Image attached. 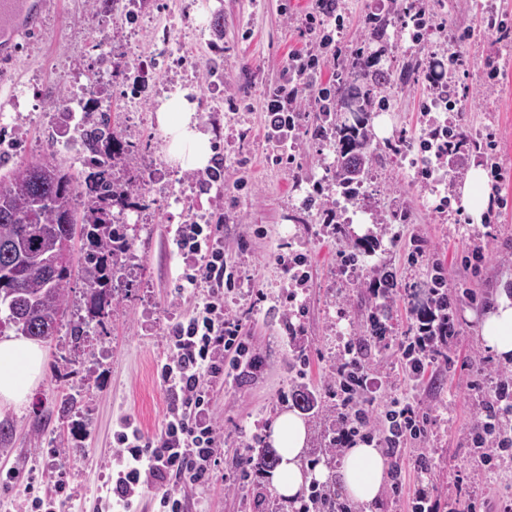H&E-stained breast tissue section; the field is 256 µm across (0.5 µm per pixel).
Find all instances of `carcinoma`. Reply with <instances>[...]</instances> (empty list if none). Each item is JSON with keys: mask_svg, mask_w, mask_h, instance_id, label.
I'll return each mask as SVG.
<instances>
[{"mask_svg": "<svg viewBox=\"0 0 512 512\" xmlns=\"http://www.w3.org/2000/svg\"><path fill=\"white\" fill-rule=\"evenodd\" d=\"M391 74L372 69V63L356 59L351 70L336 75L334 91L340 108L347 109L359 99V119L355 123L332 121L327 113L318 125L323 134L336 140V186L347 198H354L369 173L375 155L367 134L370 93L390 82ZM368 84L367 95H360L354 82ZM89 140L104 160L96 165L89 192L93 194L83 216L81 232L89 243L84 277L87 303L101 308L103 293L112 287L114 273L126 252L115 247L128 239L126 225L115 220L108 200L118 193L139 198L141 186L130 178L120 184L113 177L112 161L124 151L122 140L112 130L110 117L101 116L90 130ZM79 196L74 174L48 148L45 155L0 177V335L12 329L37 341L58 335L61 318L69 302L71 269L59 267L57 260L63 239V224L75 210ZM439 274H433L431 291L436 298L417 308V319L426 323L422 335L431 336L430 325L448 322V296L440 291ZM276 449L247 448L239 458L243 468L269 470L278 463ZM315 512H339L343 503L336 494L322 492L311 499Z\"/></svg>", "mask_w": 512, "mask_h": 512, "instance_id": "carcinoma-1", "label": "carcinoma"}]
</instances>
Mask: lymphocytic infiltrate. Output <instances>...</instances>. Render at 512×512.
Listing matches in <instances>:
<instances>
[{
    "label": "lymphocytic infiltrate",
    "instance_id": "lymphocytic-infiltrate-1",
    "mask_svg": "<svg viewBox=\"0 0 512 512\" xmlns=\"http://www.w3.org/2000/svg\"><path fill=\"white\" fill-rule=\"evenodd\" d=\"M315 54L289 56L285 66L287 82L266 98L272 131L294 130L295 105L311 71L319 69ZM178 247L200 260L197 273L187 275L190 286L206 284L208 295L187 321L168 331V354L162 367L163 381L171 395L165 423L155 440L139 432L119 433L122 448L112 481V512H134V499L147 479L166 484H199L209 477L217 446L215 429L208 415L209 380L225 369L239 368L254 356L239 324L224 315V292L237 282L224 260L221 248L208 224H181L176 229ZM336 395L342 412L334 447H349L356 438H370L363 416H350L354 400L366 384L368 370L352 345H345L336 366ZM512 413V378L501 379L494 400L482 410L470 433L477 465L491 463L496 449L512 447V437L501 430L500 417ZM386 434L380 440L389 453H396L407 441L427 436V418L399 396H390L385 411Z\"/></svg>",
    "mask_w": 512,
    "mask_h": 512
}]
</instances>
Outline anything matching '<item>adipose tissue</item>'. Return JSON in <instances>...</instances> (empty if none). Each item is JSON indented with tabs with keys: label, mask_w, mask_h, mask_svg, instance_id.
Wrapping results in <instances>:
<instances>
[{
	"label": "adipose tissue",
	"mask_w": 512,
	"mask_h": 512,
	"mask_svg": "<svg viewBox=\"0 0 512 512\" xmlns=\"http://www.w3.org/2000/svg\"><path fill=\"white\" fill-rule=\"evenodd\" d=\"M156 121L167 141V157L179 166L205 168L212 155L211 136L202 131L195 104L185 93L161 100ZM480 334L491 352L502 360L512 359V299L500 297L483 318ZM45 350L38 341L23 336L0 337V411L29 403L43 377ZM308 427L295 412H281L269 428V442L280 455L269 480L278 495L296 500L312 481L327 480L325 468L303 465ZM343 492L356 502L371 505L378 501L387 478V465L375 445L359 443L349 448L337 470Z\"/></svg>",
	"instance_id": "ef3b65f1"
}]
</instances>
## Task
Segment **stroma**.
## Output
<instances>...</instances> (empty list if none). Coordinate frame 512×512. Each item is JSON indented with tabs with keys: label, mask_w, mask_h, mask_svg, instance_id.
Returning <instances> with one entry per match:
<instances>
[{
	"label": "stroma",
	"mask_w": 512,
	"mask_h": 512,
	"mask_svg": "<svg viewBox=\"0 0 512 512\" xmlns=\"http://www.w3.org/2000/svg\"><path fill=\"white\" fill-rule=\"evenodd\" d=\"M210 3V17L220 27L192 43L196 56L216 64L224 76L221 99L202 119L213 135L212 161L221 166L223 179L209 183L204 170L177 167L170 182L144 191L141 221L127 227L131 249L115 275L114 295L95 316L84 298L87 246L74 239L70 302L58 335L44 344V376L25 408L4 414L15 432L13 448L0 455V512H25L30 494L56 497L59 512H103L121 420H135L147 438L158 434L170 402L160 378L166 331L192 315L205 295L204 289L185 287L189 267L172 233L173 226L193 222L219 227L237 280L224 303L241 320L261 368L210 382L216 463L207 483L180 488L185 512H298L274 493L257 500V490L268 483L259 470L241 478L236 452L265 446L272 418L293 408L294 393L305 390L318 404L304 415L309 428L304 461L337 468L342 452L330 446L338 423L337 355L345 342L364 336L379 306L389 315L388 332L367 351L371 384L361 396L371 426L380 429L383 406L394 391L429 409L433 422L423 443L387 456L390 475L375 512H407L422 484L435 489L439 512H448L455 500L477 501L479 512H497L501 501L512 499V450L497 458L495 472L477 471L467 434L480 411L481 391H492L498 374L512 371V360L497 358L480 338L486 311L501 294L512 295V0H336L344 18L342 54L326 61L315 77L328 83L336 68L350 67L362 52L377 54L384 70L399 69L416 56L441 62L465 131L495 138L484 166L491 204L478 223L462 212L457 188L480 154L460 152L429 179L415 175L416 167L426 164L419 143L430 120L445 118L441 112L428 117L423 109L432 94L423 73L414 82L382 89L393 126L388 135L372 133L376 160L356 200H340L331 176L335 148L315 134L316 108L309 101L299 105L290 160L272 162L278 147L266 140L265 97L270 87L284 83L289 54L317 50L319 34L303 24L316 2ZM421 8L434 28L415 43L412 16ZM374 17L387 22L379 38L371 29ZM107 32L113 46L123 44L120 17H91L89 0H59L46 29L12 53L0 76V102L32 76L40 83L34 107L19 113L13 126L0 127V138L21 139L15 153L0 157V175L43 155L53 135L45 111L65 89L63 70L95 69L92 47ZM110 105L112 125L136 148L115 166L116 178L132 175L141 160L138 150L148 143L158 164H165L167 140L156 135L152 100L144 101L130 124L120 93H113ZM298 173L304 177L299 188L293 185ZM366 234L378 242L373 262L342 279L353 237ZM479 245L487 258L469 268L464 258ZM298 254L307 259L308 278L300 294L281 264ZM386 270L397 286L383 301L372 286ZM436 271L452 304L457 337L415 376L402 368L397 346L415 335L414 294L427 291ZM475 382L481 391L472 390Z\"/></svg>",
	"instance_id": "1"
}]
</instances>
